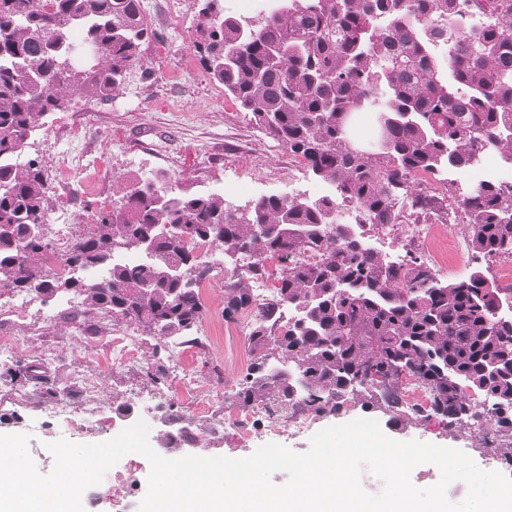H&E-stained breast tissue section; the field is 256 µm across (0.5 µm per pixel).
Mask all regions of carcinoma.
<instances>
[{
  "label": "carcinoma",
  "instance_id": "cac0c4a2",
  "mask_svg": "<svg viewBox=\"0 0 512 512\" xmlns=\"http://www.w3.org/2000/svg\"><path fill=\"white\" fill-rule=\"evenodd\" d=\"M476 31L448 25L462 0H280L241 16L200 0L191 48L224 97L320 180L315 200L267 196L238 206L190 187L165 191L166 175L124 180L120 203L94 215V230L68 248L67 266L103 278L50 277L48 182L40 162L19 161L45 117L72 97L103 101L142 67L153 34L142 0H0V296L69 292L81 305L59 314L90 338L109 324L145 336V378L167 379L168 343L198 344V284L208 269L195 245L224 250V319L255 311L251 358L234 401L334 416L348 403L380 410L394 426L437 418L456 428L512 433V302L475 267L442 279L420 257L400 267L367 250L338 208L362 224H465L473 251L512 254V187L482 183L449 209L423 175L463 169L484 149L512 158V0H470ZM94 50L95 60L79 63ZM366 112L372 149L356 146ZM142 260L128 264L120 249ZM278 256L286 269L262 302L251 281ZM415 376L428 408L404 407L402 376ZM45 398L72 392L59 363L20 357L0 382ZM464 386L486 406L468 401Z\"/></svg>",
  "mask_w": 512,
  "mask_h": 512
}]
</instances>
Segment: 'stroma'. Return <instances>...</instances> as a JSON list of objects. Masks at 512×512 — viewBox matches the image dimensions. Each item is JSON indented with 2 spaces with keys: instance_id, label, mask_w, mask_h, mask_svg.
Listing matches in <instances>:
<instances>
[{
  "instance_id": "obj_1",
  "label": "stroma",
  "mask_w": 512,
  "mask_h": 512,
  "mask_svg": "<svg viewBox=\"0 0 512 512\" xmlns=\"http://www.w3.org/2000/svg\"><path fill=\"white\" fill-rule=\"evenodd\" d=\"M144 3L156 35L143 46V67L135 70L111 99L88 102L76 98L67 111L81 138L76 174L61 188L69 201L66 221L72 224L74 233L86 230L100 208L111 207L119 177L162 172L170 183L217 194L223 193L227 180L238 177L247 182V197L251 200L272 194L312 198L326 194L327 184L308 170L296 168L293 155L255 127L202 70L190 48L194 0H179L175 6L170 0ZM58 119V113L49 114L43 129L27 144L23 159L38 160L49 171L54 166L55 152L70 151V141L56 135ZM103 152L109 156V165L102 170L98 156ZM206 265L209 273L205 282L212 293L204 303L205 313L196 330L206 347L192 349L188 360L199 385L221 388L224 394L204 415L187 404L174 378H167L160 389L145 384L147 353H140L135 365L115 371L99 363L84 346L72 343L75 328H57L62 302L35 303L25 319L0 323V333L14 337L19 354L30 358L40 356L46 345L56 344L65 372L80 367L97 375V398L104 405L124 401L132 393L146 400L163 396L178 410L183 426L193 433L195 447L209 456L242 458L271 442L302 453L308 450L310 438L317 431L363 417L360 407L351 406L333 418L310 419L302 433L293 435L283 416L277 418L273 431L262 426L249 433L232 425L236 413L231 394L242 370L238 355L248 348L252 318L245 312L235 320H225L226 269L221 252L207 257ZM43 406L42 398L32 389L0 383V434H30L29 453L38 470L46 474L54 466L47 442L70 438L71 433L66 427L44 423ZM374 418L393 439L453 447L468 454L480 468L512 477V465L477 431L449 428L435 419L402 429L388 425L382 413H375Z\"/></svg>"
}]
</instances>
